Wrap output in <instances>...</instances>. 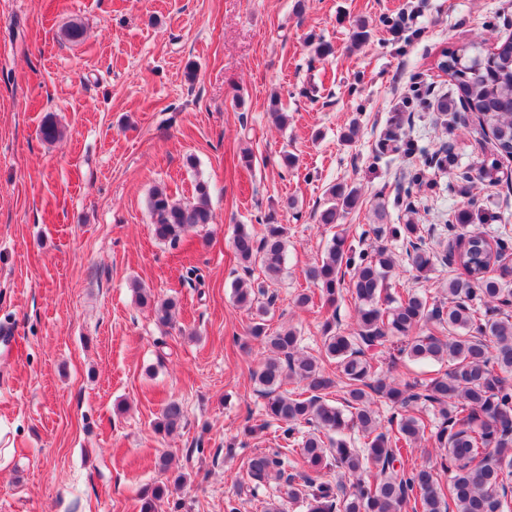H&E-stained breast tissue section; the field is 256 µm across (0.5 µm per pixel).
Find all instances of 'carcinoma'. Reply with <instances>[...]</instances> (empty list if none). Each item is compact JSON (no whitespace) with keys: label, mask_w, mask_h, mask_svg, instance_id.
<instances>
[{"label":"carcinoma","mask_w":512,"mask_h":512,"mask_svg":"<svg viewBox=\"0 0 512 512\" xmlns=\"http://www.w3.org/2000/svg\"><path fill=\"white\" fill-rule=\"evenodd\" d=\"M438 68L448 77L450 95L441 109L477 115L481 131H490L498 152L512 157V39L489 56L443 54ZM453 152L444 146L425 156L427 165L443 168ZM210 189L195 186V197L182 201L156 186L147 208L155 237L176 245L198 226L213 223ZM357 189L343 184L328 190L317 222L335 224L356 207ZM262 237L250 224L237 225L233 249L245 271L258 264L268 280L280 276L286 255L285 230L264 222ZM472 212L462 209L448 219L455 233L444 254L423 246V226L408 222L373 226L365 234L401 239L415 277L425 278L435 264L455 265L459 275L448 279L439 300H428L413 289L392 291L395 260L379 244L372 250L333 235L321 258L305 270L319 299L337 310L342 291L355 302V327L337 328L336 315L322 325L319 355L300 346L288 327L273 334L264 315L274 302L264 282L236 280V304L255 312L250 337L265 345V357L253 378L265 398L264 426L275 424L283 441L247 459L253 489L270 481L282 484L291 500L307 512H512L506 489L512 488V265L504 262L509 236L488 237L471 232ZM138 303L153 307L158 323L174 322L176 304L156 300L149 289L133 285ZM391 367L409 361H434L446 366L425 381L400 385L374 369L369 352L394 341ZM336 365V377L324 364ZM304 383L300 393L284 389L287 382ZM342 384V405L328 399ZM384 400L396 409L387 422L378 420L373 405ZM184 412L172 399L155 424L172 434L182 427ZM425 442L444 450L438 472L417 462L414 452ZM300 452L294 453L293 446ZM337 479H330L331 474Z\"/></svg>","instance_id":"cac0c4a2"}]
</instances>
